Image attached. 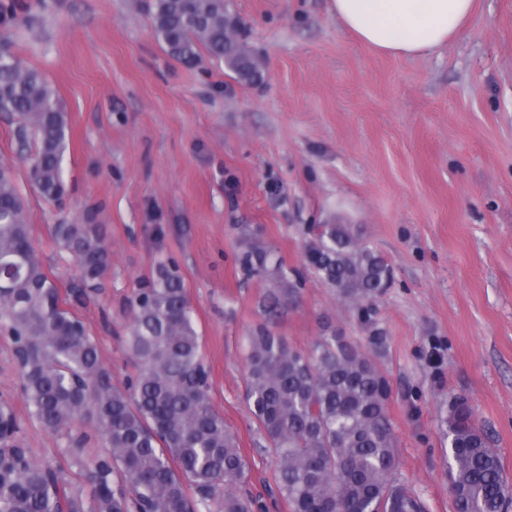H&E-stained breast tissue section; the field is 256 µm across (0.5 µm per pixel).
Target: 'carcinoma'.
<instances>
[{"label": "carcinoma", "mask_w": 512, "mask_h": 512, "mask_svg": "<svg viewBox=\"0 0 512 512\" xmlns=\"http://www.w3.org/2000/svg\"><path fill=\"white\" fill-rule=\"evenodd\" d=\"M157 38L187 66L202 54L224 63L248 84L262 80L265 62L242 39V23L227 0H148ZM0 110L17 118L14 136L35 145L31 183L49 200L65 192L61 158L66 114L35 68L3 42ZM53 241L76 259L80 282L101 280L110 251L97 224H54ZM0 332L14 344L22 391L32 415L47 429L90 420L107 443L79 465L92 487L84 501L51 470L38 466L17 436L0 437V512H254L260 501L247 488L250 462L211 402L182 281L161 265L131 303L129 346L138 363L122 390L102 368L83 322L66 309L57 285L43 272L23 201L11 173L0 167ZM305 257L336 288L368 328L379 353L387 336L374 319L375 300L388 287L386 261L348 224H322ZM239 264L288 287L271 294L268 313L293 300L296 284L264 249L249 245ZM247 396L275 463V484L290 512H425L395 477L396 436L387 415L391 387L371 358L340 332L308 351L288 345L270 326L248 336ZM456 512H509L512 484L499 449L476 424L467 401H448ZM194 490L191 497L188 490Z\"/></svg>", "instance_id": "cac0c4a2"}]
</instances>
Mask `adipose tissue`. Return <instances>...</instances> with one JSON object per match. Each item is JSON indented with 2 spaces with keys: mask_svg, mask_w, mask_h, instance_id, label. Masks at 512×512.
<instances>
[{
  "mask_svg": "<svg viewBox=\"0 0 512 512\" xmlns=\"http://www.w3.org/2000/svg\"><path fill=\"white\" fill-rule=\"evenodd\" d=\"M331 10L362 44L383 54L420 58L460 33L474 0H331Z\"/></svg>",
  "mask_w": 512,
  "mask_h": 512,
  "instance_id": "adipose-tissue-1",
  "label": "adipose tissue"
}]
</instances>
